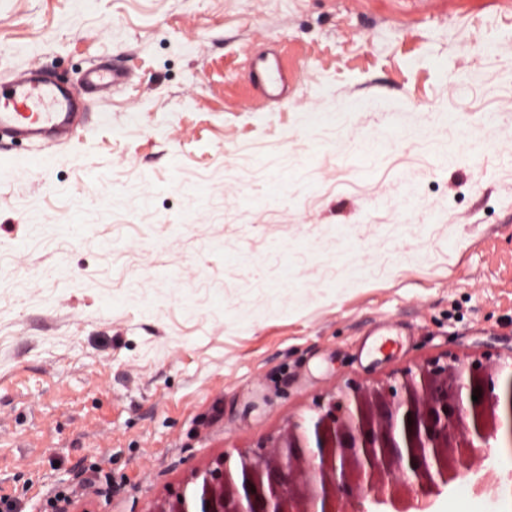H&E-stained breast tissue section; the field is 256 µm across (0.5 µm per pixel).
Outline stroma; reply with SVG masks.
Returning <instances> with one entry per match:
<instances>
[{"label": "stroma", "instance_id": "obj_1", "mask_svg": "<svg viewBox=\"0 0 512 512\" xmlns=\"http://www.w3.org/2000/svg\"><path fill=\"white\" fill-rule=\"evenodd\" d=\"M98 63L66 141L0 132V512H146L347 382L512 361V0H0V82ZM448 505L512 512L504 440ZM254 73L255 80L266 98L273 99L283 96L285 83L278 60L274 62L268 60L255 62Z\"/></svg>", "mask_w": 512, "mask_h": 512}]
</instances>
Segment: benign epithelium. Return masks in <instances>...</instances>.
I'll list each match as a JSON object with an SVG mask.
<instances>
[{"label":"benign epithelium","instance_id":"obj_1","mask_svg":"<svg viewBox=\"0 0 512 512\" xmlns=\"http://www.w3.org/2000/svg\"><path fill=\"white\" fill-rule=\"evenodd\" d=\"M492 368L437 358L391 381L348 383L316 415L238 451L236 468L220 457L194 474L197 498L148 512H428L498 434L512 447V374L496 393Z\"/></svg>","mask_w":512,"mask_h":512}]
</instances>
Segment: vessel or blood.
<instances>
[{
  "instance_id": "obj_1",
  "label": "vessel or blood",
  "mask_w": 512,
  "mask_h": 512,
  "mask_svg": "<svg viewBox=\"0 0 512 512\" xmlns=\"http://www.w3.org/2000/svg\"><path fill=\"white\" fill-rule=\"evenodd\" d=\"M254 73L266 98L282 97L285 83L279 62H256ZM124 78L123 71L118 69H91L76 87H64L41 76L0 85V128L29 142H60L71 124L76 98L85 89L105 83L117 85Z\"/></svg>"
}]
</instances>
